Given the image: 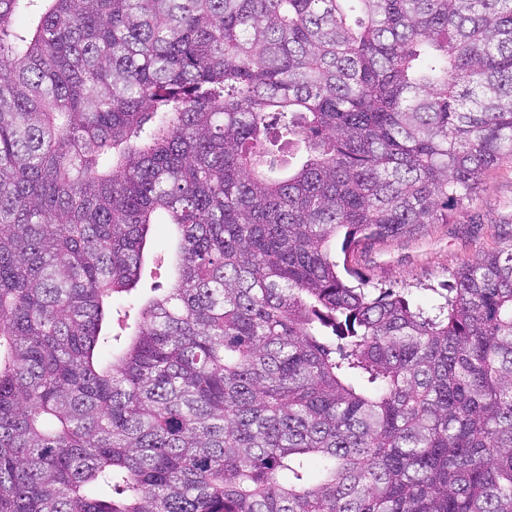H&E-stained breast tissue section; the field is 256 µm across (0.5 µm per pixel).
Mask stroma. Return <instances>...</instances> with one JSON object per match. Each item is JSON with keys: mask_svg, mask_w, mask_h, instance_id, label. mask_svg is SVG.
I'll use <instances>...</instances> for the list:
<instances>
[{"mask_svg": "<svg viewBox=\"0 0 512 512\" xmlns=\"http://www.w3.org/2000/svg\"><path fill=\"white\" fill-rule=\"evenodd\" d=\"M167 224L153 225L140 283L132 296L144 299L153 287H169L171 258L159 248L173 239ZM512 242V159L490 169L480 196L450 223L430 224L419 233L360 247L352 266L380 288L409 292L428 305L445 296L455 271L491 248Z\"/></svg>", "mask_w": 512, "mask_h": 512, "instance_id": "35a3bbf8", "label": "stroma"}]
</instances>
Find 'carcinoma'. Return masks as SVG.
<instances>
[{
  "label": "carcinoma",
  "instance_id": "cac0c4a2",
  "mask_svg": "<svg viewBox=\"0 0 512 512\" xmlns=\"http://www.w3.org/2000/svg\"><path fill=\"white\" fill-rule=\"evenodd\" d=\"M511 156L512 0H0V512H512V244L336 260ZM170 240L174 243V229L169 224H154L151 227L149 242L145 252V262L138 288L132 292L130 299H144L154 294L151 291L155 285L168 288L172 280L171 251L167 247L165 254L157 253L156 248L164 246Z\"/></svg>",
  "mask_w": 512,
  "mask_h": 512
}]
</instances>
